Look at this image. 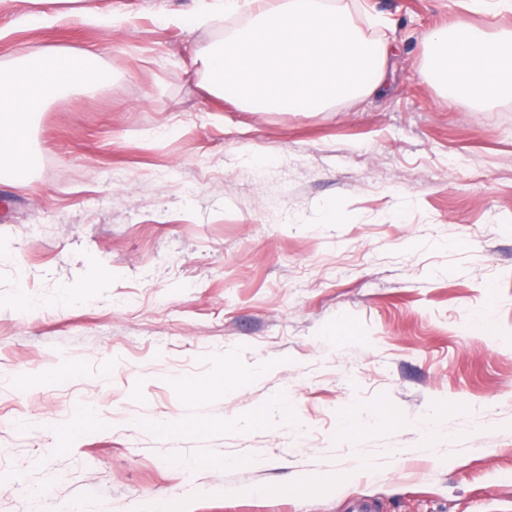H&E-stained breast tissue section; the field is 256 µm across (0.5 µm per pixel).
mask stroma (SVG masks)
I'll list each match as a JSON object with an SVG mask.
<instances>
[{"mask_svg": "<svg viewBox=\"0 0 512 512\" xmlns=\"http://www.w3.org/2000/svg\"><path fill=\"white\" fill-rule=\"evenodd\" d=\"M190 2L0 0V71L112 74L0 170V512H512V97L425 77L456 0H325L390 87L318 113L206 93L251 12L158 25Z\"/></svg>", "mask_w": 512, "mask_h": 512, "instance_id": "35a3bbf8", "label": "stroma"}]
</instances>
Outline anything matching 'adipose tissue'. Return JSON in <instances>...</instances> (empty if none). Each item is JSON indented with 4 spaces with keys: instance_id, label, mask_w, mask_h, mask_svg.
<instances>
[{
    "instance_id": "ef3b65f1",
    "label": "adipose tissue",
    "mask_w": 512,
    "mask_h": 512,
    "mask_svg": "<svg viewBox=\"0 0 512 512\" xmlns=\"http://www.w3.org/2000/svg\"><path fill=\"white\" fill-rule=\"evenodd\" d=\"M239 0H193L161 25L190 31L237 9ZM252 21L200 59L205 91L248 111L324 112L339 98L369 97L386 85L389 49L322 0H253ZM430 73L483 103L512 96V32L459 21L428 36ZM53 69L24 64L0 73V160L28 154L25 116L55 96L76 58L52 53Z\"/></svg>"
}]
</instances>
